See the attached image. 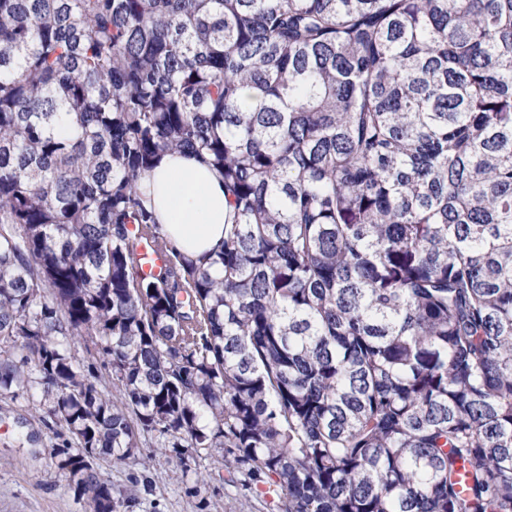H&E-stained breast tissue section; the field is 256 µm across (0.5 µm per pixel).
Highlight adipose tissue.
<instances>
[{
  "label": "adipose tissue",
  "instance_id": "1",
  "mask_svg": "<svg viewBox=\"0 0 512 512\" xmlns=\"http://www.w3.org/2000/svg\"><path fill=\"white\" fill-rule=\"evenodd\" d=\"M140 190L172 244L199 257L224 238V182L203 157L168 152L141 180Z\"/></svg>",
  "mask_w": 512,
  "mask_h": 512
}]
</instances>
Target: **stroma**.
<instances>
[{
    "mask_svg": "<svg viewBox=\"0 0 512 512\" xmlns=\"http://www.w3.org/2000/svg\"><path fill=\"white\" fill-rule=\"evenodd\" d=\"M56 435L40 390L0 395V512H90L56 468ZM114 490L139 479L129 512H279L276 495L257 484L243 489L220 456L183 472L173 453L156 454L149 467L104 464Z\"/></svg>",
    "mask_w": 512,
    "mask_h": 512,
    "instance_id": "obj_1",
    "label": "stroma"
}]
</instances>
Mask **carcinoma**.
Here are the masks:
<instances>
[{"label":"carcinoma","mask_w":512,"mask_h":512,"mask_svg":"<svg viewBox=\"0 0 512 512\" xmlns=\"http://www.w3.org/2000/svg\"><path fill=\"white\" fill-rule=\"evenodd\" d=\"M171 149L224 178L207 257L138 190ZM34 387L92 512L149 436L281 512H512V0H0V392Z\"/></svg>","instance_id":"obj_1"}]
</instances>
